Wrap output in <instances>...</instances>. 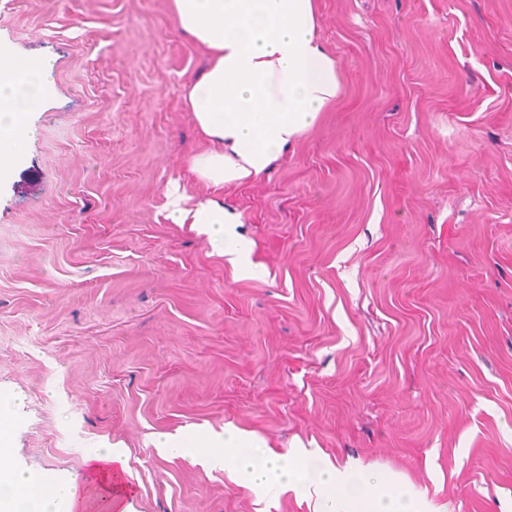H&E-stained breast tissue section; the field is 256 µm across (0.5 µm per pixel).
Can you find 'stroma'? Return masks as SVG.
Masks as SVG:
<instances>
[{
  "instance_id": "obj_1",
  "label": "stroma",
  "mask_w": 512,
  "mask_h": 512,
  "mask_svg": "<svg viewBox=\"0 0 512 512\" xmlns=\"http://www.w3.org/2000/svg\"><path fill=\"white\" fill-rule=\"evenodd\" d=\"M340 99L266 174L214 190L182 99L205 51L169 0H0L46 58L0 187V396L15 461L118 448L137 512H317L163 456L232 423L404 474L448 512H512V0H319ZM219 198L246 277L169 217Z\"/></svg>"
}]
</instances>
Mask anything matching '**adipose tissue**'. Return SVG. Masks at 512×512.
<instances>
[{
	"label": "adipose tissue",
	"instance_id": "ef3b65f1",
	"mask_svg": "<svg viewBox=\"0 0 512 512\" xmlns=\"http://www.w3.org/2000/svg\"><path fill=\"white\" fill-rule=\"evenodd\" d=\"M182 31L204 47L206 70L182 89L185 104L213 150L193 156L191 170L220 188L264 174L313 128L339 98L341 72L319 35L317 0H170ZM52 79L44 58L20 60L0 48V185L22 162L39 108ZM172 222L195 224L213 248L234 256L242 274L254 272L249 242L232 232L240 214L208 201L183 207L174 197ZM0 436V512H30L35 486L48 491L38 512H134L132 494L119 486L125 461L102 448L88 459L84 491L67 477L35 474L11 461Z\"/></svg>",
	"mask_w": 512,
	"mask_h": 512
}]
</instances>
